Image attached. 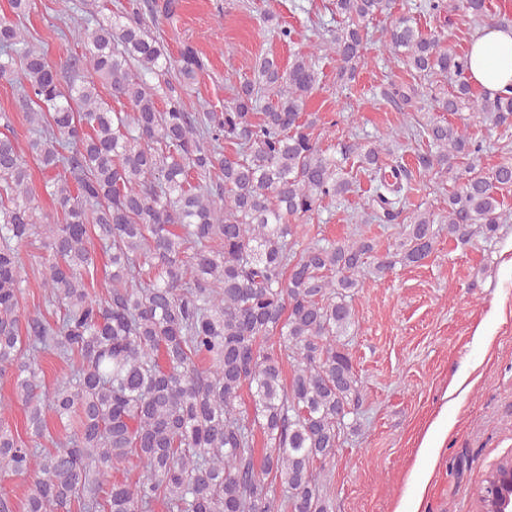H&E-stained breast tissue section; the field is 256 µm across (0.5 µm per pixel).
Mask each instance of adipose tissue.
<instances>
[{
  "mask_svg": "<svg viewBox=\"0 0 512 512\" xmlns=\"http://www.w3.org/2000/svg\"><path fill=\"white\" fill-rule=\"evenodd\" d=\"M469 81L492 93L504 94L512 88V26L488 28L474 36Z\"/></svg>",
  "mask_w": 512,
  "mask_h": 512,
  "instance_id": "obj_1",
  "label": "adipose tissue"
}]
</instances>
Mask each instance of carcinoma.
<instances>
[{
  "label": "carcinoma",
  "mask_w": 512,
  "mask_h": 512,
  "mask_svg": "<svg viewBox=\"0 0 512 512\" xmlns=\"http://www.w3.org/2000/svg\"><path fill=\"white\" fill-rule=\"evenodd\" d=\"M391 4L331 0L336 28L319 53L286 67L265 56L224 110L191 112L185 96L203 60L190 46L177 58L168 52L149 0L87 20L81 51L60 64L30 40L32 0H9L0 79L17 88L28 152L51 174L44 192L61 214L49 221L17 142L1 134L0 377L13 380L30 440L0 417V472L29 480L24 512H332L322 477L365 398L347 341L357 290L428 258L436 224L460 245L498 238L499 191L512 186L511 158L483 171L484 141L440 116L471 104L506 138L512 95L475 97L468 52L443 46L410 15L390 22L385 43L424 84L385 96L409 104L421 95L433 113L387 142L324 148L314 135L304 106L323 60H336L346 88L365 64L369 22ZM415 9L449 23H509L492 0H422ZM450 74L452 89L440 88ZM100 82L125 109L102 99ZM359 172L372 186L363 221L397 225L398 240L383 252L359 232L305 241L298 220L357 192ZM428 176L452 183L445 207L403 216ZM25 245L48 267L51 321L21 312ZM100 254L102 296L93 291ZM46 353L69 367L48 394ZM245 388L246 415L237 405ZM49 414L65 437L46 435Z\"/></svg>",
  "instance_id": "cac0c4a2"
}]
</instances>
